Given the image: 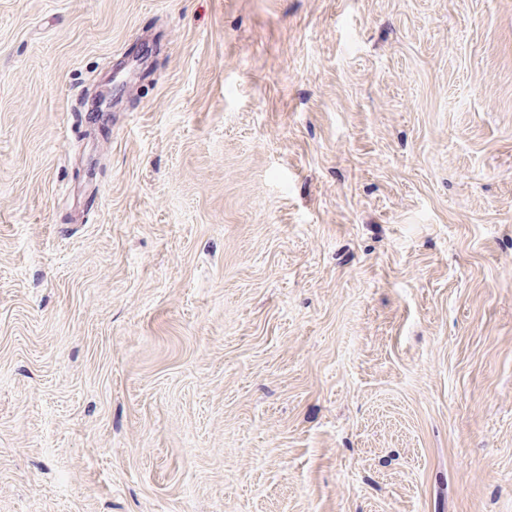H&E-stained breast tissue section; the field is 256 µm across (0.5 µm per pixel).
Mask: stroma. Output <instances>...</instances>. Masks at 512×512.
Returning <instances> with one entry per match:
<instances>
[{"label": "stroma", "mask_w": 512, "mask_h": 512, "mask_svg": "<svg viewBox=\"0 0 512 512\" xmlns=\"http://www.w3.org/2000/svg\"><path fill=\"white\" fill-rule=\"evenodd\" d=\"M0 512H512V0H0Z\"/></svg>", "instance_id": "35a3bbf8"}]
</instances>
